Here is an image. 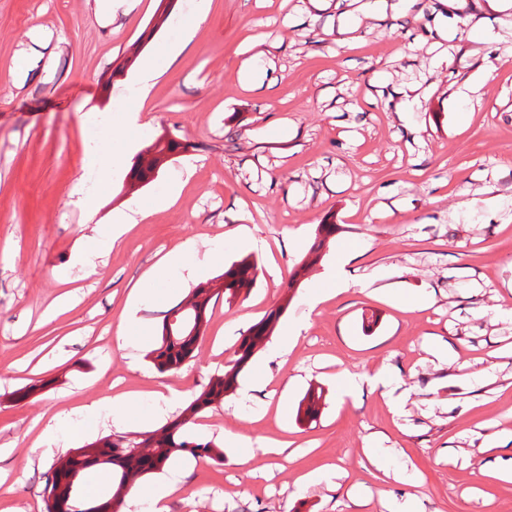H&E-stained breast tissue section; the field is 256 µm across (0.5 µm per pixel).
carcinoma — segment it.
<instances>
[{
	"label": "carcinoma",
	"mask_w": 512,
	"mask_h": 512,
	"mask_svg": "<svg viewBox=\"0 0 512 512\" xmlns=\"http://www.w3.org/2000/svg\"><path fill=\"white\" fill-rule=\"evenodd\" d=\"M194 148L188 141L158 137L141 149L130 168L131 178L137 183L148 184L158 174L168 155L186 152ZM336 225L319 224L315 239L308 253L292 272L288 290L300 287L305 270L323 259L325 241L334 237ZM258 277V263L245 256L224 267V272L205 282L198 283L186 300L191 308L179 312L182 303H177L163 316L159 335L149 359L160 373H176L193 360L199 349V341L212 316V301L223 295L232 300L248 291ZM177 314L176 320L186 324V329L170 339L169 317ZM283 308L269 311L242 337L233 356L224 363V371L210 378L207 387L192 400L183 415L162 427L143 433H111L70 449L63 458L67 462L53 464L45 486L50 488L53 498H42L43 512H121L125 497L138 481L148 474L164 468L175 457L191 456L209 458L221 465L224 451L213 440L192 432L188 424L197 415L233 393L240 374L251 362L258 348L271 336L283 315ZM322 393L308 391L299 403L297 416L315 420L320 413ZM90 472H100L110 485L107 495L89 497L83 491L84 477Z\"/></svg>",
	"instance_id": "obj_1"
}]
</instances>
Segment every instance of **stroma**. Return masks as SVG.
I'll return each instance as SVG.
<instances>
[{
	"instance_id": "obj_1",
	"label": "stroma",
	"mask_w": 512,
	"mask_h": 512,
	"mask_svg": "<svg viewBox=\"0 0 512 512\" xmlns=\"http://www.w3.org/2000/svg\"><path fill=\"white\" fill-rule=\"evenodd\" d=\"M156 0H126L103 24L94 0H0V512H41L60 448L110 433L156 429L160 392L178 415L220 373L242 336L285 306L233 395L198 415L196 433L224 446L223 464L178 457L190 497L170 512H512V483L490 477L512 463V15L487 0H387L340 41L350 0H173L169 20L140 53L186 42L162 66L141 125L92 119L121 110L136 74L115 60L151 29ZM493 33L478 46L492 70L465 64L471 16ZM447 26L438 41L427 28ZM263 56L247 52L253 38ZM28 57L27 68L16 67ZM480 88L469 101L451 87ZM194 143L145 186L125 190L136 153L163 134ZM108 143L117 165L104 191L93 164ZM99 195L95 213L73 192ZM173 193L154 209L157 196ZM145 215L85 275L75 258L112 212ZM338 230L295 295L285 285L318 224ZM224 259L207 261L214 241ZM196 280L253 256L250 292L217 300L196 357L175 374L149 362L163 314L191 289L148 279L185 242ZM341 268L348 290L329 274ZM145 295L130 306L133 289ZM71 294L56 309L61 294ZM426 294L419 309L406 295ZM138 362L118 350L126 315ZM304 328L284 355L292 323ZM385 371L383 386L345 393L348 375ZM46 381L21 401L16 390ZM323 391L316 421L298 422L308 389ZM125 398V421L85 414ZM54 444L38 437L50 419ZM281 441L276 453L260 441ZM334 469L308 487L300 475ZM405 480H397V473Z\"/></svg>"
}]
</instances>
